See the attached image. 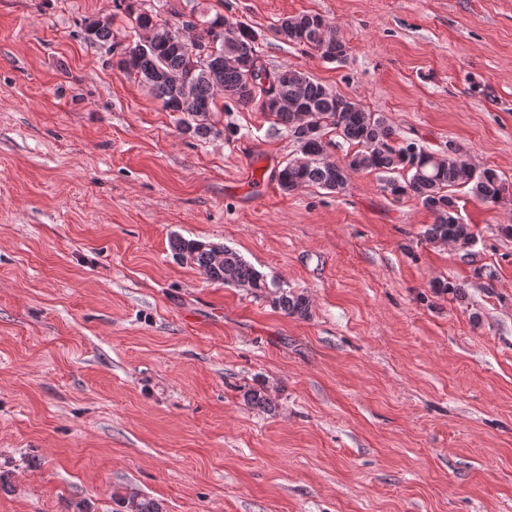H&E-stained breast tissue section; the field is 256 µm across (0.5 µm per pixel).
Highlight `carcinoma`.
<instances>
[{"mask_svg": "<svg viewBox=\"0 0 512 512\" xmlns=\"http://www.w3.org/2000/svg\"><path fill=\"white\" fill-rule=\"evenodd\" d=\"M117 7L132 16L133 28L147 26L156 31L148 45L141 38L127 44L118 61L120 70L135 74L149 86L153 95L170 112L181 114L179 123L184 132L205 139L220 133L215 115L224 111L219 101L237 106L253 105L264 110L263 99L269 95L296 98L308 110V124L317 128L311 136L300 129L294 112H272L276 123L285 127L307 156L306 163L290 162L278 174L282 189L292 191L303 185H316L329 191H342L350 173L371 170L385 175V190L400 197L410 195L433 213L434 223L425 231L431 242L453 241L463 245L474 242L471 225L465 223L458 210V199L449 191L456 186L470 187L471 195L483 203H498L512 196V184L495 170L466 174L462 168V149L432 160L433 152L414 142L400 143L396 131L381 113L368 112L353 99L315 81L307 73L284 66L270 70L265 65L259 47V36L245 23L227 24L217 14L206 20L204 15L176 12L177 24L159 18L154 12L133 9L129 0H116ZM325 19L319 14L306 13L286 16L272 27L273 34L283 42L314 50L329 63H343L349 46L341 38L323 45L318 30ZM88 39L112 45V23L93 21L85 25ZM244 57L238 67L224 65L225 58ZM161 73L176 74L178 84L160 81ZM336 135L357 143L360 150L344 165L324 160L327 147L325 136ZM401 178H396V175ZM173 250L203 269L210 279L228 286H247L257 297H273L285 314L304 316L309 301L293 294L260 271L237 252L219 244L176 239ZM131 512H163L162 505L139 495L122 498Z\"/></svg>", "mask_w": 512, "mask_h": 512, "instance_id": "1", "label": "carcinoma"}]
</instances>
